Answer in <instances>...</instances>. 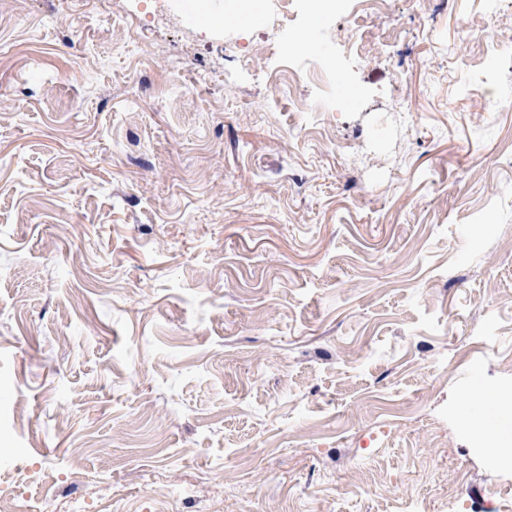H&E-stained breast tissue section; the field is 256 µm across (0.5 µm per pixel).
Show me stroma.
Wrapping results in <instances>:
<instances>
[{
  "mask_svg": "<svg viewBox=\"0 0 512 512\" xmlns=\"http://www.w3.org/2000/svg\"><path fill=\"white\" fill-rule=\"evenodd\" d=\"M334 3L0 0V512H512V0Z\"/></svg>",
  "mask_w": 512,
  "mask_h": 512,
  "instance_id": "35a3bbf8",
  "label": "stroma"
}]
</instances>
